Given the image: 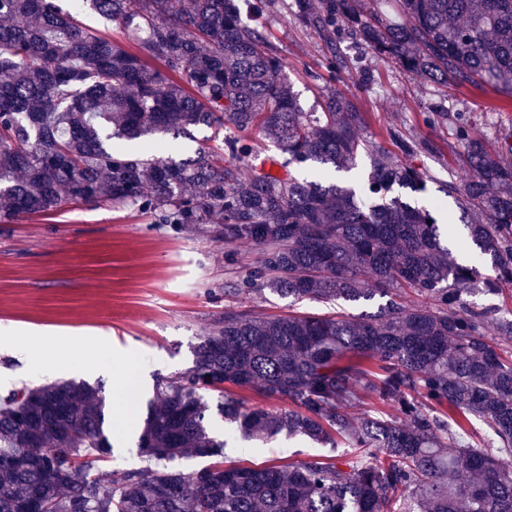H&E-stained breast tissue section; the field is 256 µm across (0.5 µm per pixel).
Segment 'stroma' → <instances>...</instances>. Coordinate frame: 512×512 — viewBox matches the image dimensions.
I'll return each mask as SVG.
<instances>
[{
	"instance_id": "35a3bbf8",
	"label": "stroma",
	"mask_w": 512,
	"mask_h": 512,
	"mask_svg": "<svg viewBox=\"0 0 512 512\" xmlns=\"http://www.w3.org/2000/svg\"><path fill=\"white\" fill-rule=\"evenodd\" d=\"M243 19H257L286 63V73L306 112L319 109L324 94L348 97L364 112L363 139L383 142L387 128L429 142L407 162L424 175L418 204L440 202L444 213L460 216L444 186L465 166L453 122L428 124L436 107L466 113L487 146L512 151V95L497 87H442L410 75L390 60L377 59L351 41L342 53L350 62L340 79L325 78L327 48L316 33L297 27L281 11L255 14L252 0H235ZM236 263L210 235L157 223L152 214L109 204L68 203L51 216L0 223V393L23 385L67 379L62 369L71 347L100 356L99 371L85 382L113 395V380L144 420L158 379L184 372L192 349L233 308L255 315L290 309L324 314L331 305L297 304L275 294H228L224 284L257 251L242 244ZM213 432L226 440L225 464H288L318 453V445L278 436L266 445L245 441L213 416Z\"/></svg>"
}]
</instances>
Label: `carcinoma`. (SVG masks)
I'll use <instances>...</instances> for the list:
<instances>
[{
  "mask_svg": "<svg viewBox=\"0 0 512 512\" xmlns=\"http://www.w3.org/2000/svg\"><path fill=\"white\" fill-rule=\"evenodd\" d=\"M134 34L127 48L55 0H0V217L50 215L65 203L135 207L164 224L210 231L259 253L231 285L296 301L383 300L374 314L224 320L193 366L156 385L138 448L148 466L109 474L105 399L84 383L0 396V512H512V311L470 294L512 284V165L454 117L464 173L446 191L480 217L464 225L474 259L456 262L453 224L393 196L423 189L395 150L360 137L366 121L327 93L302 111L268 30L233 0H80ZM348 63L349 39L405 72L461 88L512 90V0H256L275 3ZM209 145L175 160L153 136ZM259 132L288 153L285 172L248 169ZM148 142L139 157L130 142ZM374 157L369 195L329 181ZM313 163L318 179L291 165ZM488 264L494 276L485 277ZM250 391L288 407L252 405ZM222 399L211 405L205 393ZM380 402L360 415L352 408ZM247 440L301 436L325 452L288 465L225 467L212 413ZM482 422L477 447L467 426ZM185 456L206 465L185 473Z\"/></svg>",
  "mask_w": 512,
  "mask_h": 512,
  "instance_id": "obj_1",
  "label": "carcinoma"
}]
</instances>
